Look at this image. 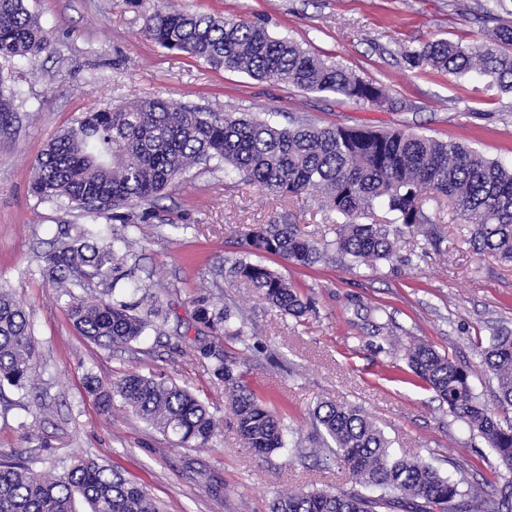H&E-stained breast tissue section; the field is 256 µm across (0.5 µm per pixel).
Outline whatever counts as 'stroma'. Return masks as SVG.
Listing matches in <instances>:
<instances>
[{"instance_id":"1","label":"stroma","mask_w":512,"mask_h":512,"mask_svg":"<svg viewBox=\"0 0 512 512\" xmlns=\"http://www.w3.org/2000/svg\"><path fill=\"white\" fill-rule=\"evenodd\" d=\"M55 42V53L0 68V92L14 93L0 127V289L26 308L40 366L31 392L0 398V452L36 458V470L61 472L88 456L142 487L161 512H270L288 491L349 489L334 461L288 450L263 455L242 443L223 383L190 354L198 293L243 320L251 348L235 341L257 394L282 411L294 440L312 447L310 411L317 401L355 406L400 455L419 458L474 485L512 479L484 441L409 371L411 339L468 366L479 399L493 403L496 382L476 347L497 330L512 332V264L477 252L471 227L446 199L426 194L433 237L403 231L391 261L371 269L346 260L297 266L271 256L311 307L282 315L227 267L246 258L245 234L258 224H294L306 238L333 241L335 214L316 192L282 198L230 170L189 168L151 223L129 229L132 279L125 300L153 285L171 312L164 335L149 330L128 348L105 351L72 326L41 254L61 226L83 223L80 211L36 203L34 163L47 142L85 112L146 96L206 112H250L319 127L398 131L461 141L485 157L512 163V93L472 71L456 76L410 66L406 49L446 39L486 37L494 24L477 0H176V8L240 22H260L315 56L383 87L387 100L367 103L305 92L208 63L146 40L143 7L128 0H27ZM163 374L216 411L222 427L204 448H182L137 417L122 400L103 410L85 388L108 389L125 374Z\"/></svg>"}]
</instances>
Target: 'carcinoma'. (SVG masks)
<instances>
[{"instance_id": "carcinoma-1", "label": "carcinoma", "mask_w": 512, "mask_h": 512, "mask_svg": "<svg viewBox=\"0 0 512 512\" xmlns=\"http://www.w3.org/2000/svg\"><path fill=\"white\" fill-rule=\"evenodd\" d=\"M483 16L497 21L491 37L471 44L436 40L406 53L413 65L462 75L472 70L504 92H512V13L505 0H482ZM144 36L159 46L211 65L240 70L258 79L291 84L303 91L331 92L357 101L380 103L384 90L296 42L272 36L265 26L216 19L173 8L168 0L146 17ZM54 40L25 0H0V60L36 62L53 53ZM224 165L247 183L280 196L320 193L322 207L339 219L336 241L321 247L294 224H259L245 235L253 261L239 260L229 275L263 291L280 312L300 318L308 302L262 258L276 255L309 265L329 248L355 263L374 266L389 259L401 227L421 232L431 219L424 195L433 190L473 225V244L512 262V165L491 160L458 143L404 132L373 133L300 123L281 127L249 113L204 112L188 104L146 97L121 107L85 113L77 125L50 140L36 161L30 193L41 203L82 211L89 224L124 229L147 224L158 202L192 165ZM391 218L365 223L375 203ZM127 237L73 225L42 255L44 272L66 298L75 329L105 350L137 341L164 325L158 298L144 289L138 314L116 287L130 275ZM99 288L84 298L74 289ZM194 319L204 338L194 355L211 363L224 383L236 427L247 448L270 454L286 447L281 414L247 381L244 362L205 335L245 342L244 324L201 294ZM25 308L0 289V389L28 390L38 354ZM480 366L497 381L495 407L477 401L471 371L430 345L412 340L406 347L411 372L448 410L476 432L500 464L512 472V334L490 336L477 351ZM86 388L108 407L120 398L136 416L183 448H202L216 435L219 420L209 407L161 375L128 374L101 391ZM322 436L318 455L330 453L345 469L352 487L339 492H288L271 512H512V482L486 496L464 478L443 475L430 463L397 455L384 433L359 409L321 401L312 411ZM79 494L91 512H159L153 501L123 475L91 459H78L55 475L29 461L0 453V512H75Z\"/></svg>"}]
</instances>
